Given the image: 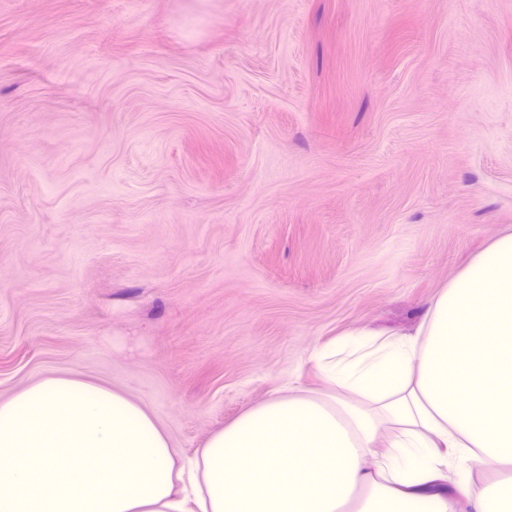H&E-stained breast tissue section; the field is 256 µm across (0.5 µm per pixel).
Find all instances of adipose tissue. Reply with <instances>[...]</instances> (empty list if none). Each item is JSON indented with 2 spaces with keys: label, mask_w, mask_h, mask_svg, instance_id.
Listing matches in <instances>:
<instances>
[{
  "label": "adipose tissue",
  "mask_w": 512,
  "mask_h": 512,
  "mask_svg": "<svg viewBox=\"0 0 512 512\" xmlns=\"http://www.w3.org/2000/svg\"><path fill=\"white\" fill-rule=\"evenodd\" d=\"M189 468L126 393L50 377L0 400V512H512V232L414 332L313 348Z\"/></svg>",
  "instance_id": "adipose-tissue-1"
}]
</instances>
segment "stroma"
I'll list each match as a JSON object with an SVG mask.
<instances>
[{
	"instance_id": "obj_1",
	"label": "stroma",
	"mask_w": 512,
	"mask_h": 512,
	"mask_svg": "<svg viewBox=\"0 0 512 512\" xmlns=\"http://www.w3.org/2000/svg\"><path fill=\"white\" fill-rule=\"evenodd\" d=\"M512 232V0H0V400L186 457Z\"/></svg>"
}]
</instances>
